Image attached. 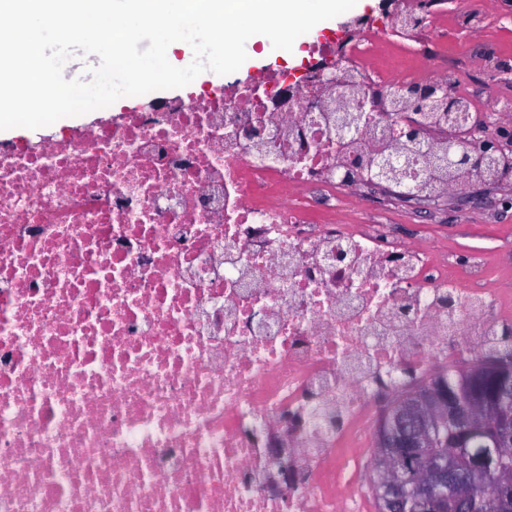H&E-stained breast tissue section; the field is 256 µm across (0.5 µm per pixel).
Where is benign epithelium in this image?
Here are the masks:
<instances>
[{
  "label": "benign epithelium",
  "mask_w": 512,
  "mask_h": 512,
  "mask_svg": "<svg viewBox=\"0 0 512 512\" xmlns=\"http://www.w3.org/2000/svg\"><path fill=\"white\" fill-rule=\"evenodd\" d=\"M342 69V59L329 58L317 65L314 78L331 93ZM440 91V87L430 84L394 92L380 91L376 96L403 98L418 108ZM401 112L402 108L397 104L388 118L401 126L403 136H416L415 129ZM502 150L499 143L471 138V131L459 125L455 134L448 137V162L460 167L479 166ZM479 382L487 385V394L499 407L512 402V377L500 368L483 370ZM491 413L492 407L465 399L440 382L404 401L391 418L381 424L374 453V462L388 477L383 491L386 512H469L471 498L488 486L498 489L504 512L512 509V487L501 483L499 474L489 472L484 459L461 460L446 451L439 455L411 453L413 448L441 447L436 436L440 424L451 421L460 435L467 437L477 430L476 419ZM296 473L297 470L283 465L271 479L268 490L284 493ZM415 478L419 479L417 495L408 501L403 494V486Z\"/></svg>",
  "instance_id": "benign-epithelium-1"
}]
</instances>
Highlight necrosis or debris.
I'll return each instance as SVG.
<instances>
[{
  "label": "necrosis or debris",
  "mask_w": 512,
  "mask_h": 512,
  "mask_svg": "<svg viewBox=\"0 0 512 512\" xmlns=\"http://www.w3.org/2000/svg\"><path fill=\"white\" fill-rule=\"evenodd\" d=\"M389 8L414 48L370 20L309 44L346 58L334 98L274 70L0 147V512H361L336 472L380 389L503 348L512 290L482 253L353 210L386 156L423 203L512 171L441 162L442 111L410 112L412 152L365 95L439 84L481 133L512 112L485 110L410 0ZM288 84L291 111H265ZM273 433L306 472L281 496Z\"/></svg>",
  "instance_id": "1"
}]
</instances>
